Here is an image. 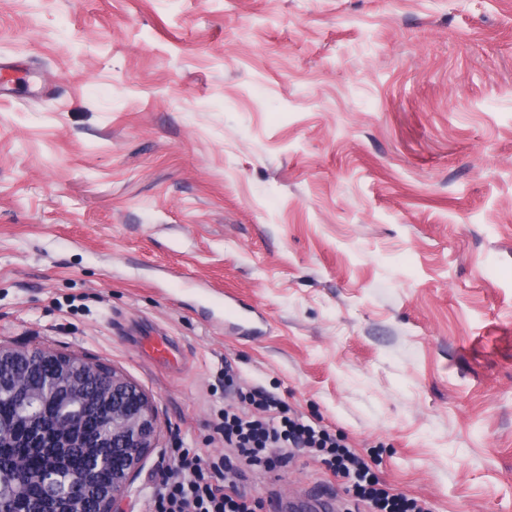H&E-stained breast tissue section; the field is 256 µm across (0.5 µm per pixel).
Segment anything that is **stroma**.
<instances>
[{"label": "stroma", "instance_id": "stroma-1", "mask_svg": "<svg viewBox=\"0 0 512 512\" xmlns=\"http://www.w3.org/2000/svg\"><path fill=\"white\" fill-rule=\"evenodd\" d=\"M0 58V344L153 398L127 512L221 452L228 357L431 512H512V0H0Z\"/></svg>", "mask_w": 512, "mask_h": 512}]
</instances>
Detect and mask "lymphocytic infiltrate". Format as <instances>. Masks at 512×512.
I'll return each mask as SVG.
<instances>
[{"label": "lymphocytic infiltrate", "mask_w": 512, "mask_h": 512, "mask_svg": "<svg viewBox=\"0 0 512 512\" xmlns=\"http://www.w3.org/2000/svg\"><path fill=\"white\" fill-rule=\"evenodd\" d=\"M239 398L254 410H222L214 431L225 453L175 449L172 465L149 493L150 512H264L265 498L246 489L252 470L284 467L302 449L317 453L333 475L346 479L369 512H429L406 494L381 487L365 458L341 445L328 430L289 416L280 399L252 391ZM270 448L281 449V456L268 457Z\"/></svg>", "instance_id": "1"}]
</instances>
